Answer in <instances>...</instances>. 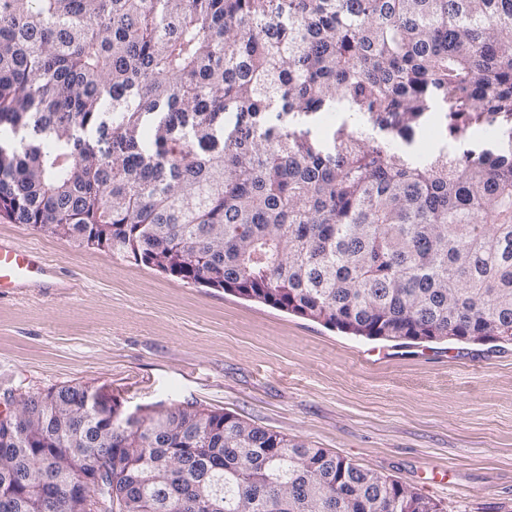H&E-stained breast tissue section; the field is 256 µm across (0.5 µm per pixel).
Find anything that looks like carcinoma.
I'll return each instance as SVG.
<instances>
[{
    "mask_svg": "<svg viewBox=\"0 0 512 512\" xmlns=\"http://www.w3.org/2000/svg\"><path fill=\"white\" fill-rule=\"evenodd\" d=\"M478 131L512 138V0H0V218L353 336L512 344V145L455 151ZM84 394L0 422V512H83L56 473L105 457L98 512H442L229 412Z\"/></svg>",
    "mask_w": 512,
    "mask_h": 512,
    "instance_id": "1",
    "label": "carcinoma"
}]
</instances>
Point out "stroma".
Instances as JSON below:
<instances>
[{
	"label": "stroma",
	"mask_w": 512,
	"mask_h": 512,
	"mask_svg": "<svg viewBox=\"0 0 512 512\" xmlns=\"http://www.w3.org/2000/svg\"><path fill=\"white\" fill-rule=\"evenodd\" d=\"M42 282L0 296V407L63 385L191 403L381 473L443 512H512V345L367 340L0 219Z\"/></svg>",
	"instance_id": "stroma-1"
}]
</instances>
